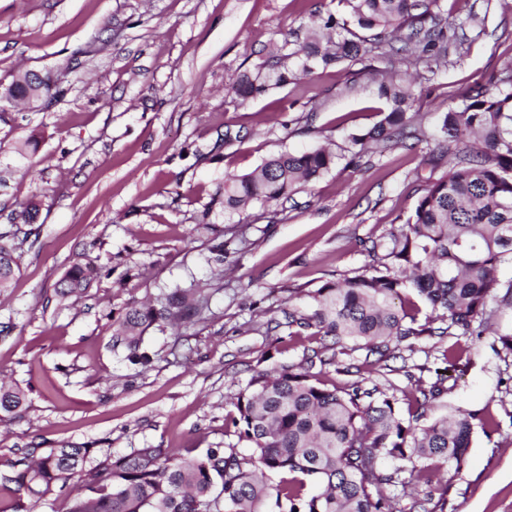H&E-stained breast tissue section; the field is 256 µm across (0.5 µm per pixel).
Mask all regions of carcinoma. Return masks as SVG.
I'll return each mask as SVG.
<instances>
[{
    "instance_id": "1",
    "label": "carcinoma",
    "mask_w": 512,
    "mask_h": 512,
    "mask_svg": "<svg viewBox=\"0 0 512 512\" xmlns=\"http://www.w3.org/2000/svg\"><path fill=\"white\" fill-rule=\"evenodd\" d=\"M351 23L373 32L360 36L330 15L312 28L310 40L274 63L242 73L231 92L244 102L309 75L317 69L354 63L378 51L391 62L412 55L434 73L448 63V50L467 40L473 18L450 17L442 0H345ZM297 58V69L287 60ZM390 110L364 134H352L346 151L355 157L370 149L423 141L412 124L414 97L393 80L379 84ZM0 94L24 98L18 82H0ZM441 142L453 148L454 165L430 180L414 213L390 233L391 246L377 264L353 277L328 282L309 298L310 312L290 315L289 324L316 328L342 349L366 351L378 363L412 337L481 336L488 305L512 307V280L499 271L512 266V87L482 86L448 106L439 119ZM338 156L327 147L303 153L282 151L254 171L224 176V212L286 200L328 173ZM17 267L14 247L0 242V290ZM100 270L76 265L60 280L61 294L77 295ZM507 292L499 295V290ZM414 291L431 309L423 324L418 307L406 309L402 295ZM208 298L193 289H175L158 305L132 307L113 322V347L128 359L144 361L142 337L153 325L176 326L199 317ZM332 363L317 351L296 364L257 372L232 402L227 427L249 444L241 455L205 448L184 457L168 448H137L112 459L91 457V448L67 444L29 450L30 463L0 479V512H30V505L59 483L78 476L80 492L68 512H390L387 487L401 472L430 480L433 466L465 462L476 425L474 415L424 419L441 384L416 389V412L403 416L398 398L378 388L322 386L316 366ZM25 392L0 385V415L19 410ZM403 462L392 473L379 461Z\"/></svg>"
}]
</instances>
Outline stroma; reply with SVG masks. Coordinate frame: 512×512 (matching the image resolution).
I'll return each instance as SVG.
<instances>
[{
    "instance_id": "35a3bbf8",
    "label": "stroma",
    "mask_w": 512,
    "mask_h": 512,
    "mask_svg": "<svg viewBox=\"0 0 512 512\" xmlns=\"http://www.w3.org/2000/svg\"><path fill=\"white\" fill-rule=\"evenodd\" d=\"M475 15L470 37L435 78L410 60L393 67L410 85L424 133L414 149L344 156L349 134L389 105L378 94L385 63L367 58L238 104L240 73L305 39L340 0H0V80L34 69L60 91L34 109L0 115V235L19 271L0 291V383L26 403L0 422V461L66 443L121 457L146 447L243 452L226 429L230 401L254 371L298 363L321 337L288 315L325 282L353 276L413 214L434 164L438 119L474 85L512 84V0H444ZM238 139L225 144V132ZM329 146L342 157L285 203L225 219L216 193L228 173L281 151ZM38 197L35 223L17 217ZM223 255L211 253L214 242ZM102 267L82 294L57 283L77 263ZM176 288L201 289L208 307L180 329L150 328L131 364L113 348V320ZM482 336H423L387 363L364 351L336 355L326 387L413 392L443 380L428 417L461 409L491 419L460 470L431 483L389 487L393 512H512V309L489 316ZM359 372L345 373L348 364Z\"/></svg>"
}]
</instances>
